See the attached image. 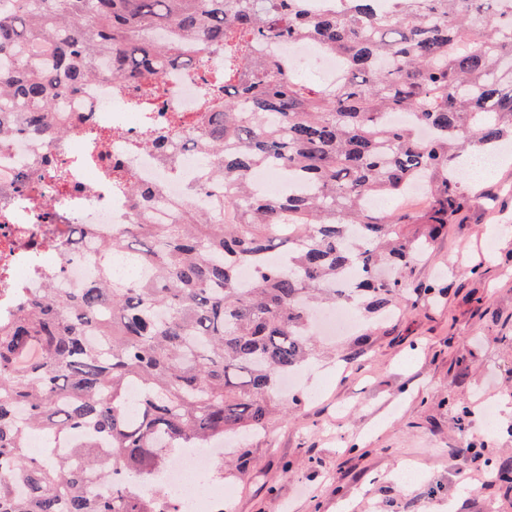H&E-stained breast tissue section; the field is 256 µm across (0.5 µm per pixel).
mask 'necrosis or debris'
<instances>
[{"label": "necrosis or debris", "instance_id": "necrosis-or-debris-1", "mask_svg": "<svg viewBox=\"0 0 512 512\" xmlns=\"http://www.w3.org/2000/svg\"><path fill=\"white\" fill-rule=\"evenodd\" d=\"M259 51L315 61L331 81L341 68L336 53L311 43L264 44ZM82 112L86 124L68 139L30 132L0 140V190L11 188L15 174L23 171L38 176L42 195L36 202L13 195L8 219L0 224V317L11 312L22 291L79 288L95 279L99 244L134 221L130 185L161 188L154 205L161 224L172 222L174 201L191 198L201 214L212 207V160L197 145L203 112L194 66H167L146 106L135 105L126 83L89 78L67 115ZM147 127L169 139L176 164L162 163L156 151L141 146ZM100 130L111 132L108 142L98 140ZM59 170L66 174L61 182L54 177ZM219 454L207 448L177 455L162 477L176 512H212L231 497L211 474Z\"/></svg>", "mask_w": 512, "mask_h": 512}]
</instances>
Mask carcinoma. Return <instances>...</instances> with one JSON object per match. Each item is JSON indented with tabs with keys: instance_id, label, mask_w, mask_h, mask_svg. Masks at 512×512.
I'll return each mask as SVG.
<instances>
[{
	"instance_id": "carcinoma-1",
	"label": "carcinoma",
	"mask_w": 512,
	"mask_h": 512,
	"mask_svg": "<svg viewBox=\"0 0 512 512\" xmlns=\"http://www.w3.org/2000/svg\"><path fill=\"white\" fill-rule=\"evenodd\" d=\"M500 2L390 0L382 12L344 0L316 13L308 0H0V139L6 126L53 130L57 98L90 77L148 97L162 63L199 43L224 50L198 87L211 112L201 146L222 186L213 216L184 202L178 223L147 224L160 189L137 188V223L104 246L97 282L27 294L0 322V512H60L62 500L66 512H167L169 452L261 433L286 409L278 394L312 354L316 303L401 304L398 271L479 199L460 154L512 137V14ZM157 28L169 37L151 39ZM291 39L339 55L342 77L304 84L256 58L258 44ZM261 167L284 172L280 195L253 187ZM415 184L426 210L373 205ZM72 430L86 433L79 468L24 453L31 433ZM89 475L112 496L87 494Z\"/></svg>"
}]
</instances>
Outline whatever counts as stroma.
Segmentation results:
<instances>
[{
  "mask_svg": "<svg viewBox=\"0 0 512 512\" xmlns=\"http://www.w3.org/2000/svg\"><path fill=\"white\" fill-rule=\"evenodd\" d=\"M404 273L394 318L327 341L296 405L224 445V512H512V484L459 483L464 449L512 459V158ZM417 473L400 480L403 467Z\"/></svg>",
  "mask_w": 512,
  "mask_h": 512,
  "instance_id": "obj_1",
  "label": "stroma"
}]
</instances>
